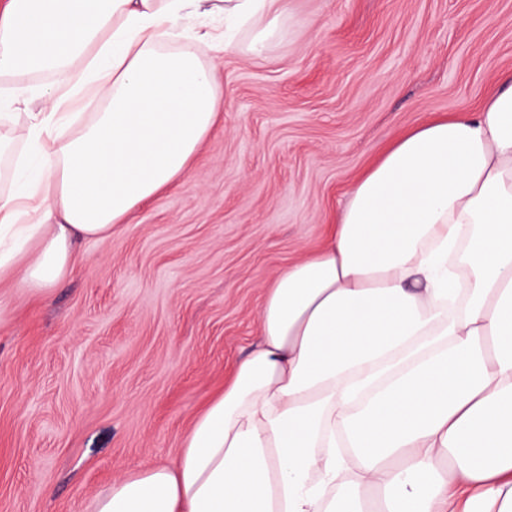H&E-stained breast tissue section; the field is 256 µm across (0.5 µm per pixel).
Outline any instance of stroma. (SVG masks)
Here are the masks:
<instances>
[{
  "label": "stroma",
  "mask_w": 512,
  "mask_h": 512,
  "mask_svg": "<svg viewBox=\"0 0 512 512\" xmlns=\"http://www.w3.org/2000/svg\"><path fill=\"white\" fill-rule=\"evenodd\" d=\"M278 33L215 46L218 118L184 178L110 239L77 245L44 298L0 281V512H85L173 462L249 350L265 290L324 242L350 186L401 133L477 108L512 72V0H279ZM50 75L25 78L23 132Z\"/></svg>",
  "instance_id": "35a3bbf8"
}]
</instances>
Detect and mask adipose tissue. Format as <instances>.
I'll list each match as a JSON object with an SVG mask.
<instances>
[{"label":"adipose tissue","instance_id":"obj_1","mask_svg":"<svg viewBox=\"0 0 512 512\" xmlns=\"http://www.w3.org/2000/svg\"><path fill=\"white\" fill-rule=\"evenodd\" d=\"M263 36L278 0H219ZM196 0H7L0 82L49 74L0 195V280L46 294L77 239L182 178L211 132L212 69L165 51ZM512 512V75L400 135L323 245L267 289L258 334L176 461L85 512Z\"/></svg>","mask_w":512,"mask_h":512}]
</instances>
